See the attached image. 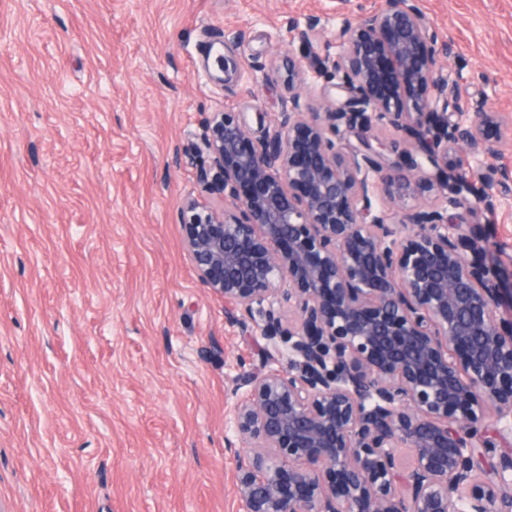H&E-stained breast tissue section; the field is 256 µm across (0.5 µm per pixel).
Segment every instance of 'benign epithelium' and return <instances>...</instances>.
Returning a JSON list of instances; mask_svg holds the SVG:
<instances>
[{"instance_id": "7a95c632", "label": "benign epithelium", "mask_w": 512, "mask_h": 512, "mask_svg": "<svg viewBox=\"0 0 512 512\" xmlns=\"http://www.w3.org/2000/svg\"><path fill=\"white\" fill-rule=\"evenodd\" d=\"M297 36L321 52L289 61L288 84L326 73L343 99L294 97L258 138L248 113L214 112L185 152L209 158L207 196L179 208L186 250L258 357L226 422L240 512H512V454L494 461L512 434V272L458 213L493 183L448 161L481 142L493 167L499 115L448 95L460 76L417 0ZM374 121L409 136V173L372 154Z\"/></svg>"}]
</instances>
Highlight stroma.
I'll list each match as a JSON object with an SVG mask.
<instances>
[{"instance_id":"stroma-1","label":"stroma","mask_w":512,"mask_h":512,"mask_svg":"<svg viewBox=\"0 0 512 512\" xmlns=\"http://www.w3.org/2000/svg\"><path fill=\"white\" fill-rule=\"evenodd\" d=\"M382 0H0V512H238L225 446L254 360L183 247L204 188L183 152L211 113L274 126L294 26ZM469 111L503 121L512 169V0H418ZM235 69L218 81L213 50ZM467 216L512 263V182Z\"/></svg>"}]
</instances>
